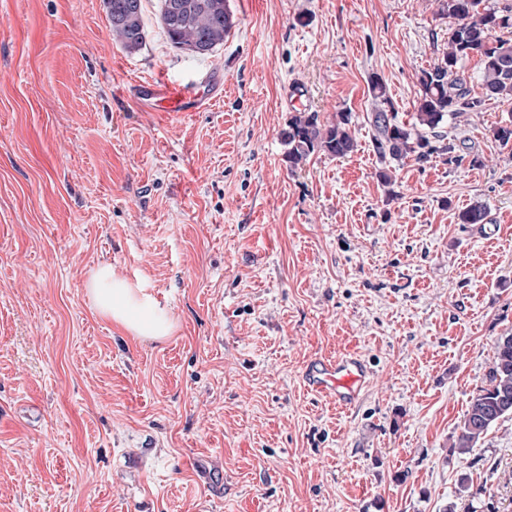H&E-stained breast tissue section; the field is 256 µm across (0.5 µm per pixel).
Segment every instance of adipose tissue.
Listing matches in <instances>:
<instances>
[{
    "label": "adipose tissue",
    "mask_w": 512,
    "mask_h": 512,
    "mask_svg": "<svg viewBox=\"0 0 512 512\" xmlns=\"http://www.w3.org/2000/svg\"><path fill=\"white\" fill-rule=\"evenodd\" d=\"M88 296L104 318L142 341H162L172 336L176 320L139 284L118 276L111 265L91 270L86 282Z\"/></svg>",
    "instance_id": "obj_1"
}]
</instances>
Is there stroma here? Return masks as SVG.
Listing matches in <instances>:
<instances>
[{
	"label": "stroma",
	"mask_w": 512,
	"mask_h": 512,
	"mask_svg": "<svg viewBox=\"0 0 512 512\" xmlns=\"http://www.w3.org/2000/svg\"><path fill=\"white\" fill-rule=\"evenodd\" d=\"M144 5L130 53L103 0H0V512H512V417L453 446L512 333V150L491 133L512 107L446 126L459 163L376 177L368 79L408 120L448 46L437 0H228L206 57ZM211 72L201 112L127 93ZM340 109L356 151L289 170L295 111ZM476 202L482 235L457 219ZM104 263L172 336L97 313ZM346 352L370 374L343 409L304 373Z\"/></svg>",
	"instance_id": "obj_1"
}]
</instances>
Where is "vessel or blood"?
Here are the masks:
<instances>
[{
  "mask_svg": "<svg viewBox=\"0 0 512 512\" xmlns=\"http://www.w3.org/2000/svg\"><path fill=\"white\" fill-rule=\"evenodd\" d=\"M138 106L149 112H196L223 94L219 78L206 76L185 85L158 77L132 85ZM368 375L363 360L355 356L314 359L306 368L308 386L344 407L352 404L357 388Z\"/></svg>",
  "mask_w": 512,
  "mask_h": 512,
  "instance_id": "b4317fda",
  "label": "vessel or blood"
}]
</instances>
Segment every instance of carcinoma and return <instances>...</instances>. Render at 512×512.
<instances>
[{
  "mask_svg": "<svg viewBox=\"0 0 512 512\" xmlns=\"http://www.w3.org/2000/svg\"><path fill=\"white\" fill-rule=\"evenodd\" d=\"M127 0H104L112 37L127 51H138L146 38L143 0L126 6ZM438 13L453 20L448 49L429 68L421 71L419 89L408 122L388 95L386 83L369 77L372 108L368 120L373 129V147L384 167L377 178L391 184L390 163L413 159L424 162L431 156L448 155L453 162L455 147L443 143L441 128L458 125L482 111L485 100L495 99L512 106V43L496 37L498 28L512 27V6L503 8L489 0H438ZM160 24L172 45L205 57L224 43L234 26L227 0H161ZM477 56L481 61L483 95L472 94L464 61ZM288 169L304 166L311 155L322 152L332 159L351 155L357 142L351 112L341 109L326 122L319 113L298 111L280 132ZM486 207L473 204L458 215L461 224H481ZM512 415V334L501 337L486 382L470 399L458 425L455 448L461 454L475 447L500 419Z\"/></svg>",
  "mask_w": 512,
  "mask_h": 512,
  "instance_id": "obj_1",
  "label": "carcinoma"
}]
</instances>
